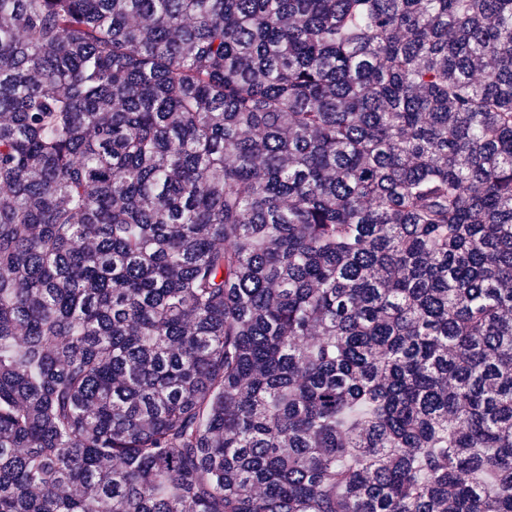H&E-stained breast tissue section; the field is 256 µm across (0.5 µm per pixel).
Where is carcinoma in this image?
Here are the masks:
<instances>
[{
	"mask_svg": "<svg viewBox=\"0 0 512 512\" xmlns=\"http://www.w3.org/2000/svg\"><path fill=\"white\" fill-rule=\"evenodd\" d=\"M0 512H512V0H0Z\"/></svg>",
	"mask_w": 512,
	"mask_h": 512,
	"instance_id": "cac0c4a2",
	"label": "carcinoma"
}]
</instances>
